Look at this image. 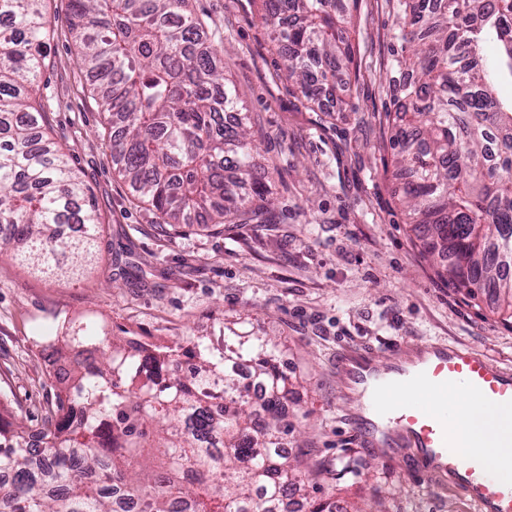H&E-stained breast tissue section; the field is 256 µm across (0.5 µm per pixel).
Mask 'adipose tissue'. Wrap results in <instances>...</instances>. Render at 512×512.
Segmentation results:
<instances>
[{
    "mask_svg": "<svg viewBox=\"0 0 512 512\" xmlns=\"http://www.w3.org/2000/svg\"><path fill=\"white\" fill-rule=\"evenodd\" d=\"M448 402L457 414L460 439L466 442L482 440L483 454L488 459H495L499 453L496 442L499 437L512 436V423H505L493 409L463 389L450 391Z\"/></svg>",
    "mask_w": 512,
    "mask_h": 512,
    "instance_id": "ef3b65f1",
    "label": "adipose tissue"
}]
</instances>
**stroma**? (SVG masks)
Returning <instances> with one entry per match:
<instances>
[{"mask_svg":"<svg viewBox=\"0 0 512 512\" xmlns=\"http://www.w3.org/2000/svg\"><path fill=\"white\" fill-rule=\"evenodd\" d=\"M238 92L273 206L262 224H180L161 232L112 162L107 114L80 62L69 0H46L54 33L38 94L49 134L70 153L102 217L100 264L74 281L0 257V426L36 428L55 379L43 340L90 319L156 345L219 341L238 323L276 337L289 381L287 447L326 471L305 472L304 501L338 512L381 498L388 512H478L448 480L419 468L400 435L358 440L362 421L337 362L377 359L420 342L464 347L512 369V326L485 295L438 277L401 206L389 90L398 0H358L354 63L331 101L307 102L263 19V0H190Z\"/></svg>","mask_w":512,"mask_h":512,"instance_id":"stroma-1","label":"stroma"}]
</instances>
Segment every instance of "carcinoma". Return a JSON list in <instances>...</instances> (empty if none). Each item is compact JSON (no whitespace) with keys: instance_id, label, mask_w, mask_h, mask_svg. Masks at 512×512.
I'll return each instance as SVG.
<instances>
[{"instance_id":"1","label":"carcinoma","mask_w":512,"mask_h":512,"mask_svg":"<svg viewBox=\"0 0 512 512\" xmlns=\"http://www.w3.org/2000/svg\"><path fill=\"white\" fill-rule=\"evenodd\" d=\"M45 0H0V255L45 275L92 259L100 216L69 155L48 136L38 79L51 30ZM83 63L99 95L118 173L169 226L215 224L271 211L268 173L254 162L236 91L205 40L189 0H69ZM264 20L285 51L288 78L308 101L336 91L353 60L352 14L336 0H264ZM395 167L409 172L401 201L412 232L454 288L488 294L512 320V0H400ZM497 44L495 58L483 47ZM70 344H93L92 366L75 364L36 431H0V512H288L302 490L282 446L288 378L278 343L227 328L222 347L115 339L88 319ZM250 369L265 389L255 406L233 376ZM84 419L71 426V393ZM224 447L203 446L205 426Z\"/></svg>"}]
</instances>
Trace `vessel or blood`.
Masks as SVG:
<instances>
[{"label": "vessel or blood", "instance_id": "1", "mask_svg": "<svg viewBox=\"0 0 512 512\" xmlns=\"http://www.w3.org/2000/svg\"><path fill=\"white\" fill-rule=\"evenodd\" d=\"M424 351L425 358L412 368L395 358L372 380L363 371L349 370L352 383L372 384L366 407L373 417L365 421L361 435L378 432L383 422L393 425L415 448L421 467L448 476L479 512H512V440L504 441L497 461L474 452L461 454L456 417L448 409L449 389L462 387L512 414V371L474 351L435 344L425 345ZM409 386L418 389V396L406 395Z\"/></svg>", "mask_w": 512, "mask_h": 512}]
</instances>
